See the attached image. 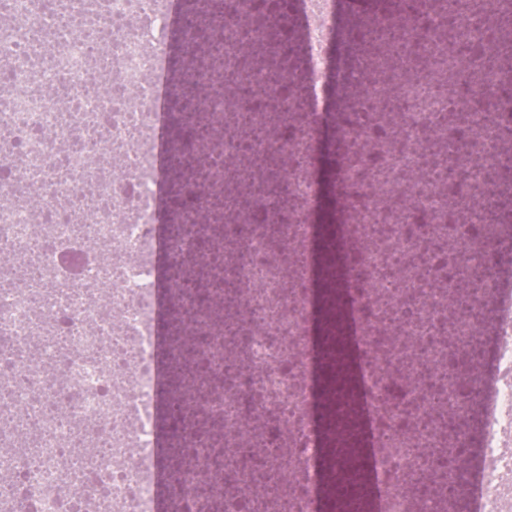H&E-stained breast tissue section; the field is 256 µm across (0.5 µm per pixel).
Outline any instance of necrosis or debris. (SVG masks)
Listing matches in <instances>:
<instances>
[{"label":"necrosis or debris","mask_w":512,"mask_h":512,"mask_svg":"<svg viewBox=\"0 0 512 512\" xmlns=\"http://www.w3.org/2000/svg\"><path fill=\"white\" fill-rule=\"evenodd\" d=\"M253 3L224 0L223 52L188 74L203 94L182 114L220 142L176 153L157 137L171 54L205 52L177 27L181 0H0V512H334L331 480L368 512H512V263L484 250L512 243L488 218L512 195L497 176L512 63L485 64L497 10L434 14L361 65L332 49L335 0H298L304 55L282 79L358 89L347 129L374 157L336 269L344 334L367 356L354 402L334 403L357 415L368 456L352 462L324 459L315 418L312 169H282L285 200L254 188L270 158L313 153L324 114L252 137L295 114L283 91L231 89L263 72L241 54ZM389 96L405 110L374 111ZM177 166L212 175L184 184L174 232L156 216ZM477 274L472 312L457 286ZM479 336L485 368L453 367ZM463 421L468 443L449 429Z\"/></svg>","instance_id":"necrosis-or-debris-1"}]
</instances>
